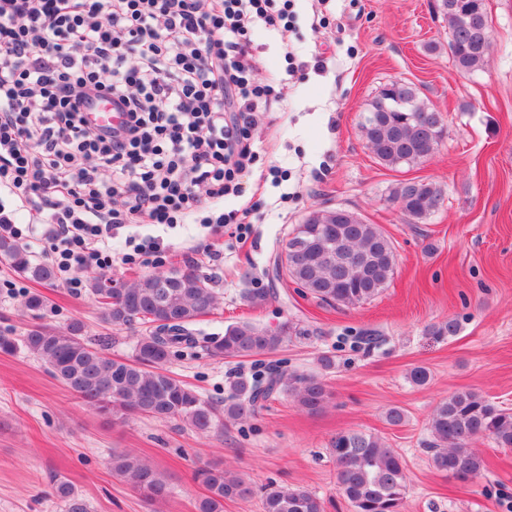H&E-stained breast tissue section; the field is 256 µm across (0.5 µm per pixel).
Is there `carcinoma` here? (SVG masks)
<instances>
[{"instance_id":"1","label":"carcinoma","mask_w":512,"mask_h":512,"mask_svg":"<svg viewBox=\"0 0 512 512\" xmlns=\"http://www.w3.org/2000/svg\"><path fill=\"white\" fill-rule=\"evenodd\" d=\"M448 23V44L455 67L462 72L484 69L489 51V19L485 0H438ZM395 108L381 111L387 99L379 93L369 103L368 113L380 114V123L361 132L375 157L384 165L415 166L426 161L443 139L440 113L433 111L429 128H422L414 114L426 108L415 85L391 82ZM443 189L434 182L412 186L397 183L389 200L408 221L416 224L435 211ZM312 223L297 224L288 236L305 237L310 245L305 258L283 269L281 253L272 260L277 279L299 281L320 302L341 308L359 307L380 295L394 276L396 255L392 242L376 224L339 223L331 213L315 210ZM0 264L37 283L52 286L53 265L37 260L16 241L0 237ZM89 292L100 299L101 320L112 325L139 321L149 331L140 337L130 359L112 358L102 347L84 337V325L73 322L61 329L42 322L47 298L28 296L25 307L32 323L17 338L0 331V353L12 355L24 350L48 365L51 375L92 411L117 418L143 415L175 420L194 432L208 435L223 429L224 420L242 421L256 416L275 394L292 398L309 412L321 411L328 400L325 383L316 376L289 374L275 367L251 378L238 377L231 394L220 406L203 399L197 391L173 377L166 365L199 340L189 326L210 314L217 298L210 279L187 266L145 274L116 294L105 286L103 275L90 277ZM289 322L265 329L248 322L230 324L224 335L206 341L209 354L226 360L272 353L288 342ZM431 438L427 451L432 467L457 481L482 475L484 460L472 441L486 436L499 448H512V411L501 408L474 391H457L440 401L429 418ZM330 455L336 462V486L353 512H404L407 498L406 466L402 455L385 441L358 429L342 430L330 441ZM112 474L145 501L161 503L170 494L164 474L138 455H112ZM206 488L198 512H224L227 500L246 499L251 486L233 468L207 465L194 472ZM55 494L66 504V512H89L69 481L59 480ZM262 512H324L322 499L296 486L267 485L261 495Z\"/></svg>"}]
</instances>
